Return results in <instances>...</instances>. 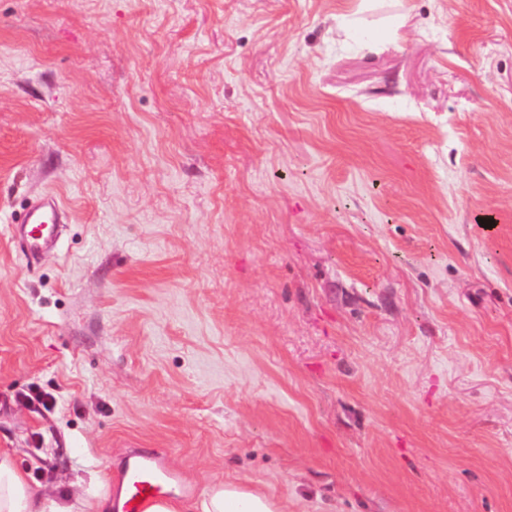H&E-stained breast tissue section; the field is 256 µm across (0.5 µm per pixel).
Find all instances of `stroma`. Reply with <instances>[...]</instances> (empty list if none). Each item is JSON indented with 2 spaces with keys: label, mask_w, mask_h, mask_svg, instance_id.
Returning a JSON list of instances; mask_svg holds the SVG:
<instances>
[{
  "label": "stroma",
  "mask_w": 512,
  "mask_h": 512,
  "mask_svg": "<svg viewBox=\"0 0 512 512\" xmlns=\"http://www.w3.org/2000/svg\"><path fill=\"white\" fill-rule=\"evenodd\" d=\"M133 448L512 512V0H0V450L95 504ZM29 209L21 222L22 225L14 228L15 236H20L24 242L28 257L38 259L48 252L55 240L59 224L58 204H48Z\"/></svg>",
  "instance_id": "1"
}]
</instances>
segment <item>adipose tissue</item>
Listing matches in <instances>:
<instances>
[{
	"instance_id": "adipose-tissue-1",
	"label": "adipose tissue",
	"mask_w": 512,
	"mask_h": 512,
	"mask_svg": "<svg viewBox=\"0 0 512 512\" xmlns=\"http://www.w3.org/2000/svg\"><path fill=\"white\" fill-rule=\"evenodd\" d=\"M0 512H85L81 501L36 492L13 456L0 452ZM153 512H284L281 504L254 485L232 481L210 486L201 500L159 505Z\"/></svg>"
}]
</instances>
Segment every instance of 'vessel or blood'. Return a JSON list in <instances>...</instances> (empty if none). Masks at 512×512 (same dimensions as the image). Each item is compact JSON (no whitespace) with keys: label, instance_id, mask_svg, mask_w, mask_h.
Listing matches in <instances>:
<instances>
[{"label":"vessel or blood","instance_id":"vessel-or-blood-1","mask_svg":"<svg viewBox=\"0 0 512 512\" xmlns=\"http://www.w3.org/2000/svg\"><path fill=\"white\" fill-rule=\"evenodd\" d=\"M59 224V207L29 209L14 233L24 242L28 257L37 259L48 252L55 240ZM187 487L173 470L162 450L127 452L118 470L113 512H148L160 500H174L186 493Z\"/></svg>","mask_w":512,"mask_h":512}]
</instances>
